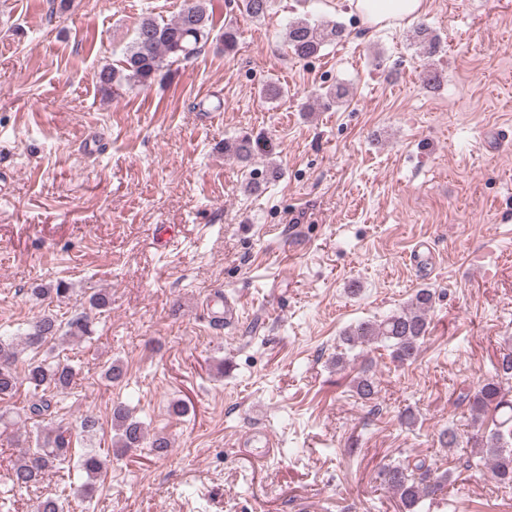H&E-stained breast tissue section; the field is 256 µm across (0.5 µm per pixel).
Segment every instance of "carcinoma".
Instances as JSON below:
<instances>
[{
    "label": "carcinoma",
    "mask_w": 512,
    "mask_h": 512,
    "mask_svg": "<svg viewBox=\"0 0 512 512\" xmlns=\"http://www.w3.org/2000/svg\"><path fill=\"white\" fill-rule=\"evenodd\" d=\"M274 0H240L239 11L249 19H260L271 10ZM212 18L206 0H183L178 14L169 21L146 16L137 23L131 42L123 51L121 66H104L98 73L101 89L109 91L114 85L145 86L162 75L173 64L189 60L201 52L208 42ZM343 28L327 21L300 18L288 24L285 41L292 53L301 58L316 56L326 44L342 37ZM417 51L425 58L434 56L441 47L440 39L423 23L413 28ZM258 145L243 137L224 146L242 163H249ZM38 298H56L63 302L70 299V289L63 284L54 288H34ZM436 291L419 288L409 304L382 319L364 320L346 328L341 341L350 348L380 341L390 350L393 361L398 363L416 360L421 344L428 333V312L435 302ZM91 334L88 316L81 313L67 322V327L51 313H44L29 323L23 336V344L30 349H40L57 340L81 339ZM18 344L14 339L0 336V401L14 397L20 385L15 363L18 360ZM78 370L69 363L50 362L33 358L24 371V380L32 389L26 415L46 422L42 437L36 447L19 451L10 476L12 485L22 489L39 482L44 476L63 469L71 459V435L69 429L51 426L54 405L49 392L64 391L75 385ZM512 354L502 357L496 376L487 378L473 389L458 393L455 403L466 405L473 418L475 432L468 438L471 447L479 449L480 460L489 469L492 478L504 488H512ZM356 395L365 403L378 396L380 389L370 367H364L353 380ZM500 415L494 430L482 431L483 419L488 413ZM112 426L116 430L115 447L126 451L139 448L145 440L144 429L134 420L130 409L122 401L111 407ZM440 447L455 453L460 449V436L452 427L440 430ZM107 467V458L96 452H87L79 460V469L86 480L77 496L91 499L98 490L97 481ZM378 477L381 485L399 497L405 512H417L420 503L431 502L448 493L451 475L446 471L418 459L389 463L383 466ZM69 501L59 496L40 499L36 512H65Z\"/></svg>",
    "instance_id": "1"
}]
</instances>
